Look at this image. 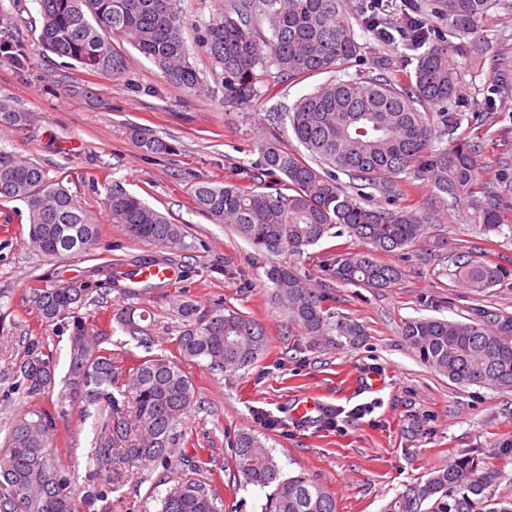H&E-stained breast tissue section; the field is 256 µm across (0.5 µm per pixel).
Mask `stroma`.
<instances>
[{
	"label": "stroma",
	"mask_w": 512,
	"mask_h": 512,
	"mask_svg": "<svg viewBox=\"0 0 512 512\" xmlns=\"http://www.w3.org/2000/svg\"><path fill=\"white\" fill-rule=\"evenodd\" d=\"M413 1L436 33L447 34L448 19L438 11L437 0H345L355 37L364 46L347 70L349 77L372 71L382 58L399 71L415 68L416 54L402 40H380L361 23L372 14L384 29H394ZM24 4L25 11L19 12L14 0H0V12L13 16L11 33L26 58L21 66L0 62V98L11 99L29 115L25 125L0 129V147L68 182L99 224L100 236L81 255H35L27 244L25 205L0 202V316L5 319L0 325V391L7 388L29 336L42 337L57 356L59 372L67 370V338L41 327L29 312V286L41 280L77 286L87 267L161 254L160 246L131 238L122 225L111 222L104 199L117 181L185 227L182 246L171 252L178 274L164 289L143 296L154 320L155 350L172 349L179 334L181 323L166 297L183 286L200 310L223 303L257 319L268 333L266 352L236 375L211 372L194 360L183 363L201 401L185 416L183 427L213 461L224 512H262L268 496L267 490L242 486L233 477L226 435L239 429L253 431L273 447L284 471L306 473L330 490L337 512H382L406 485L475 448L486 462L500 463L501 442L512 441V393L450 383L412 355L401 332L416 317L462 320L478 308L512 316V236L484 233L471 209L447 211L429 183L414 181L399 203L430 214L433 232L406 251L382 255V262L401 272L394 287L376 291L331 279L320 247L295 258L303 279L332 289L337 313L364 330L362 341L353 346L312 345L276 306L264 275L268 260L255 259L252 247L231 228L204 216L194 202V189L202 180L245 183L259 142L270 135L266 114L288 111L314 91L319 78L268 81L260 84L254 102L225 108L217 99L167 82L133 49L127 52L125 73L116 77L44 52L31 26L38 6L35 0ZM479 34L512 57V0H498ZM448 61L458 76L448 110L487 118L478 154L481 174L495 183L512 181V77L498 80L490 61L474 70L453 50ZM133 127L172 143L173 152H142L129 134ZM461 255L500 268L503 278L481 293L462 287L456 275ZM229 266L244 270V278L227 275ZM374 377L381 380L380 388H370ZM307 392L334 410L333 425H300L292 418L294 401ZM66 410L50 446L59 464L80 479L91 463L95 419L78 404ZM261 411L282 420L283 428H267L257 417ZM195 476L181 465L167 470L128 463L123 479L91 512H157L153 492L164 491L166 482Z\"/></svg>",
	"instance_id": "1"
}]
</instances>
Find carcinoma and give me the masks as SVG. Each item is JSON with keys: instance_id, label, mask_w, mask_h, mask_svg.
Instances as JSON below:
<instances>
[{"instance_id": "obj_1", "label": "carcinoma", "mask_w": 512, "mask_h": 512, "mask_svg": "<svg viewBox=\"0 0 512 512\" xmlns=\"http://www.w3.org/2000/svg\"><path fill=\"white\" fill-rule=\"evenodd\" d=\"M37 41L47 52L100 75L118 76L126 68L120 49L130 44L152 62L164 78L189 91L203 88L200 70L184 39L187 21L182 0H36ZM209 18L195 25L198 51L210 62L222 88L221 102L238 107L259 95L258 84L303 81L333 72L335 76L298 99L287 112L268 114L269 125L291 130L308 152L282 145L276 134L258 145L249 184L201 181L194 188L199 210L215 224H230L255 251L267 258L287 252L294 256L332 238L346 235L359 249L330 246L323 267L340 283L375 289L392 287L399 270L377 259L414 246L428 231L429 216L407 207L389 209L369 204L379 193L404 195L409 182L402 174L425 180L448 207L471 208L483 230H512L503 198L512 182L494 184L482 178L475 145L456 132L459 112L439 113L440 127L430 122L431 105L444 104L457 92V75L448 64V41L427 25L413 21L403 41L423 49L413 72L401 77L390 62H377L378 73L342 79L336 73L360 56L361 44L343 10V0H219ZM496 0H439L460 42L456 50L480 67L490 51L474 39ZM471 40L464 41V38ZM28 113L0 98V127L27 121ZM448 144H443V137ZM147 153L167 154L164 139L135 131ZM350 179L354 193L343 190L337 174ZM275 179L270 191L266 179ZM0 198L25 203L28 240L42 255H73L91 250L99 225L78 196L51 179L38 163L0 148ZM104 205L114 224L129 236L170 247L181 242L184 229L137 196L113 183ZM277 304L310 342L353 343L363 335L356 322L336 315L333 293L309 288L297 270L272 264L265 270ZM503 276L497 268L473 260L459 266L464 286L476 292L493 287ZM100 295L117 291L134 295L112 267L88 270ZM92 289L70 284L28 288V301L46 328L68 332L69 365L63 378L68 395L98 410L95 425L100 441L86 481L109 473L107 484L93 490L76 487L72 477L54 462L49 432L60 413L39 406L10 424L0 448V512H89L121 479L131 460L165 468L173 464L209 471L202 450L179 430L184 416L198 402L193 379L180 361L196 359L209 370L235 373L252 366L264 354L268 336L256 319L221 307L202 313L183 290L169 297L180 333L170 353H152L154 338L145 325L149 311L125 305L103 326L80 314ZM121 331L147 352H114L103 346ZM402 336L420 362L459 386L478 385L512 392V317L485 310L467 322L417 317L405 323ZM56 384L52 351L34 337L16 359L12 389L35 402ZM231 459L244 483L272 488L265 512H336L333 494L303 473L285 476L275 449L251 431L230 439ZM502 474L498 466L473 450L408 486L384 512H483L484 490ZM220 497L201 480L177 482L159 496V512H222Z\"/></svg>"}]
</instances>
